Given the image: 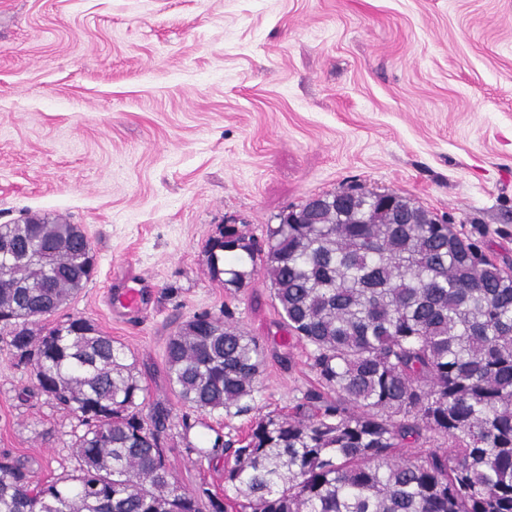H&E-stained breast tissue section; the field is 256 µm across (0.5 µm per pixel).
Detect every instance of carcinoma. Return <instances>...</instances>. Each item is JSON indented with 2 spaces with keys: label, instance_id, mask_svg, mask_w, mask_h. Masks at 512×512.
<instances>
[{
  "label": "carcinoma",
  "instance_id": "carcinoma-1",
  "mask_svg": "<svg viewBox=\"0 0 512 512\" xmlns=\"http://www.w3.org/2000/svg\"><path fill=\"white\" fill-rule=\"evenodd\" d=\"M378 195L325 194L310 223L269 228L263 250L230 226L208 243L226 286L262 268L327 390L258 423L226 481L250 512H512V269L400 194L415 223H394ZM94 271L78 225L0 224V335L36 390L76 420L80 471L35 485L1 457L0 512H225L223 497L187 491L168 470L171 412L146 408L122 344L84 317L35 337ZM229 318L198 313L168 339L169 381L192 411L252 409L262 347ZM424 430L454 446L395 457Z\"/></svg>",
  "mask_w": 512,
  "mask_h": 512
}]
</instances>
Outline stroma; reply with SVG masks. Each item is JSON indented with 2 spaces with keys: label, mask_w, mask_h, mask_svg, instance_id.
Returning <instances> with one entry per match:
<instances>
[{
  "label": "stroma",
  "mask_w": 512,
  "mask_h": 512,
  "mask_svg": "<svg viewBox=\"0 0 512 512\" xmlns=\"http://www.w3.org/2000/svg\"><path fill=\"white\" fill-rule=\"evenodd\" d=\"M352 184L512 266V0H0V224H78L95 255L44 325L82 316L132 351L147 403L172 411L169 471L226 512L244 502L233 459L204 449L319 384L264 274L225 287L206 246L227 226L264 246L281 213ZM136 275L144 314L111 312ZM224 309L264 348L254 407L186 414L166 343ZM33 381L0 350V457L43 484L75 471L74 420Z\"/></svg>",
  "instance_id": "1"
}]
</instances>
